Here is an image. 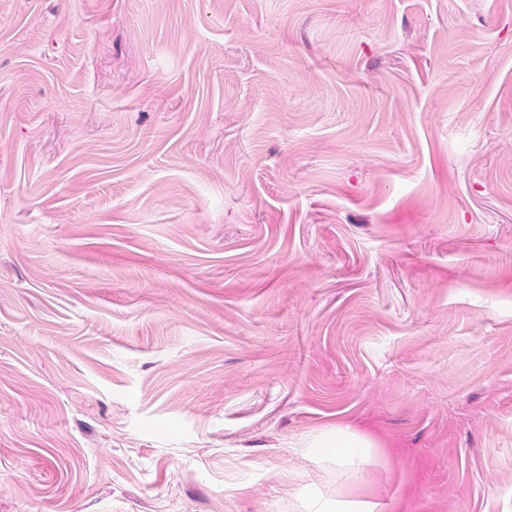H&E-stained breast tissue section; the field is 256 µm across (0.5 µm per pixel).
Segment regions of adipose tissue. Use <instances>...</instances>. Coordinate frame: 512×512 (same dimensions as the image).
<instances>
[{"label": "adipose tissue", "instance_id": "obj_1", "mask_svg": "<svg viewBox=\"0 0 512 512\" xmlns=\"http://www.w3.org/2000/svg\"><path fill=\"white\" fill-rule=\"evenodd\" d=\"M305 447L322 467L336 469L353 479L363 478L378 453L372 438L340 423L308 438Z\"/></svg>", "mask_w": 512, "mask_h": 512}]
</instances>
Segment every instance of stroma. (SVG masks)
<instances>
[{"instance_id":"stroma-1","label":"stroma","mask_w":512,"mask_h":512,"mask_svg":"<svg viewBox=\"0 0 512 512\" xmlns=\"http://www.w3.org/2000/svg\"><path fill=\"white\" fill-rule=\"evenodd\" d=\"M313 490L512 512V0H0V512ZM303 447L322 467L335 468L336 476L345 474L353 479L363 478L378 454L372 438L340 423L308 438Z\"/></svg>"}]
</instances>
